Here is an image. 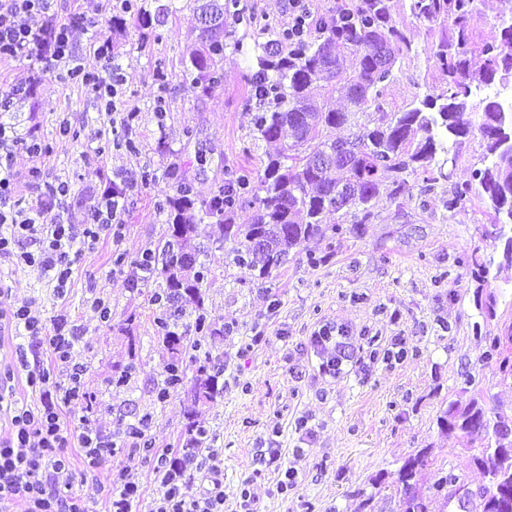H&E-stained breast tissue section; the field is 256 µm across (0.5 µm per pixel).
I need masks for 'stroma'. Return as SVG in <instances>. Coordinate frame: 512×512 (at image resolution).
I'll return each mask as SVG.
<instances>
[{
  "mask_svg": "<svg viewBox=\"0 0 512 512\" xmlns=\"http://www.w3.org/2000/svg\"><path fill=\"white\" fill-rule=\"evenodd\" d=\"M406 19L416 56L397 65L384 96L388 111L408 107L426 90L445 85L441 71L427 60L425 25L411 19L408 0H393ZM152 24L128 17L122 33L112 31L105 0H55L59 16L85 14L74 41L82 63L100 68L93 44L112 39V61L120 72L123 111L135 112V150L113 135L112 119L96 108L84 88L59 73H38L27 59L0 60V90L33 79L32 94L15 102L0 121L19 131H35L48 151L40 156L15 152L19 198L30 203L29 171L38 167L49 179L68 181L75 219H83L107 181H131L126 214L113 234L92 246L75 243L72 275L64 293L42 279L37 267L0 259V286L8 302L29 306L42 321L67 315L80 339L73 359L86 366L83 381L91 408L62 409L66 428L88 418L105 435L119 427L148 422V437L160 449L186 441L185 392L157 398L166 345L152 327L157 311L151 297L161 277L133 283L143 252L155 249L169 232L155 195L171 169L185 177L197 200L212 197L228 169L258 170L269 147L254 141L255 103L248 79L265 36L236 26L224 49V84L204 93L187 75L189 56L198 48L200 23L194 0H143ZM167 78L157 81L156 65ZM447 176L423 191L421 176L408 175L411 191L396 200L380 199L375 220L355 234L331 240L314 237L293 260L258 280L226 261L209 222L197 226L196 240L207 246L212 272L205 288L211 321L223 326L214 343L222 351L224 394L199 404L195 422L212 433L213 448L224 459V495L234 501L249 481L258 512H405L389 479L417 450L427 449L435 466L458 475L470 489L486 479L471 461L479 436L447 432L439 418L450 403L478 400L512 415V375L486 359L490 337L512 323V264L503 244L485 236L490 226L480 193L456 208L448 200L456 185L472 181L482 168L485 143L479 133L452 145ZM318 257L309 265L308 256ZM479 259L484 278L469 264ZM111 308L101 321L93 306ZM345 330L353 357L338 375L324 371L311 343L321 327ZM130 370L126 385L114 375ZM261 448L282 451L279 464H258ZM131 466L153 498L158 484L153 466L133 449L113 457L79 481L80 456H73L74 489L106 512L112 465ZM295 473L287 497L271 489L283 469Z\"/></svg>",
  "mask_w": 512,
  "mask_h": 512,
  "instance_id": "obj_1",
  "label": "stroma"
}]
</instances>
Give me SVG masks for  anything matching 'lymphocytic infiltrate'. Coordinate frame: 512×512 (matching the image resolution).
Instances as JSON below:
<instances>
[{"mask_svg": "<svg viewBox=\"0 0 512 512\" xmlns=\"http://www.w3.org/2000/svg\"><path fill=\"white\" fill-rule=\"evenodd\" d=\"M85 14L62 19L51 0H0V60L27 58L42 70H63L72 82L89 91L99 111L118 112V79L112 78L108 63L112 42L99 38L95 53L102 60L99 70L85 69L79 50L71 39L74 27L86 23ZM27 144L31 154H43L38 139L24 141L14 127L0 123V257L37 266L56 292H64L72 271L69 262L76 236L90 243L121 223L125 213L127 182H109L91 209L81 233H74L72 216L64 205L69 185L45 178L40 168L29 172L28 186L37 197L36 205L15 204L18 179L11 160L15 146ZM27 244L18 253L17 244ZM25 331L35 361L26 365V383L40 394L39 405L9 397L14 379L11 366L0 369V404H5L7 429L0 434V512H12L16 500L26 504L25 512H93L90 498L76 494L73 483L61 480L73 455H80L85 471L97 469L116 456L115 438L102 434L88 420H81L75 432H68L61 420L63 406L88 400L84 387V365L71 362L78 340L69 329L65 315H57L52 327L25 307L0 309V344L14 332ZM47 353L65 372L64 383H51L39 361ZM158 453V452H157ZM224 460L217 450L186 448L158 453L156 474L161 481L150 512H224V488L219 476ZM144 499L140 479L130 466L111 469L108 512H139Z\"/></svg>", "mask_w": 512, "mask_h": 512, "instance_id": "obj_1", "label": "lymphocytic infiltrate"}]
</instances>
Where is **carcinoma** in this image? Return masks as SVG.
Listing matches in <instances>:
<instances>
[{"mask_svg": "<svg viewBox=\"0 0 512 512\" xmlns=\"http://www.w3.org/2000/svg\"><path fill=\"white\" fill-rule=\"evenodd\" d=\"M239 0H199V16L214 22L201 30L200 48L190 57L191 72L209 93L224 83V46L232 36L228 21L255 24V17L237 9ZM481 0H409L410 15L428 23L433 38L428 59L447 77L446 86L427 93L404 111H385L384 93L393 71L412 51L405 28L393 11V0H343L336 18L319 26L318 36L270 32L262 45L258 70L249 79V97L255 100V139L277 145L266 154L263 168L252 173L230 171L224 185L208 200L190 198L182 175L169 171V192L158 202L167 213L168 239L147 255L159 266L165 287L153 302L166 301L169 315L155 319L156 333L170 350L165 366L167 388L177 390L187 372H193L186 443L192 448L207 444L208 431L195 426L194 407L223 396L218 377L224 372L221 354L202 349L203 342L224 331L207 322L204 312L207 255L192 244L197 223L209 219L219 226L220 242L234 244L233 263L259 269L260 277L283 266L293 249L311 237L341 236L344 225L355 230L372 223L381 195L396 200L410 192L406 175L422 173L435 180L439 153L446 143L477 130L486 141L490 165L475 171L474 178L489 202L491 222H512V142L499 138V124L512 125V112L494 117L496 96L474 98V88L512 85V24L502 27L500 39L488 41L471 25ZM322 97L311 95L314 86ZM348 126L352 132L335 137L332 132ZM391 185L383 187L384 176ZM253 208L251 223L233 222L236 209ZM340 222H324L328 214ZM189 297L196 304L195 338L184 343L173 318L179 303ZM486 357L496 358L500 369L512 372V327L505 336L491 340ZM452 433L482 434L473 462L480 466L492 495H478L480 512H512V441L503 438L512 419L491 414L475 401L461 408L455 404L440 417ZM431 466L426 449L408 458L392 485L405 500V512H432L440 496L450 499L460 478L442 475L432 484L433 495L415 492L420 470Z\"/></svg>", "mask_w": 512, "mask_h": 512, "instance_id": "obj_1", "label": "carcinoma"}]
</instances>
